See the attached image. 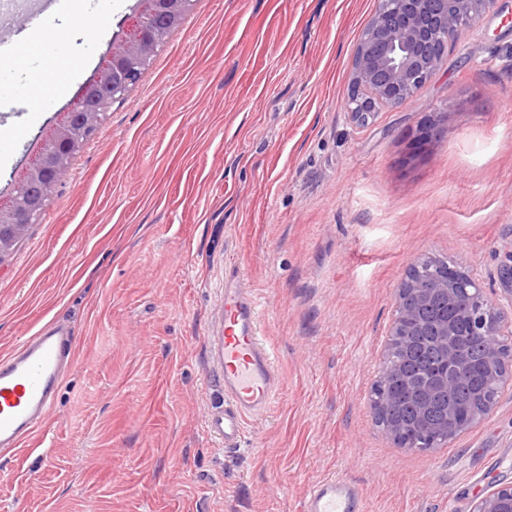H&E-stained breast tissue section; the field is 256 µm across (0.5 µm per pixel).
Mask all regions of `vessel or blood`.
Listing matches in <instances>:
<instances>
[{
  "mask_svg": "<svg viewBox=\"0 0 512 512\" xmlns=\"http://www.w3.org/2000/svg\"><path fill=\"white\" fill-rule=\"evenodd\" d=\"M62 0H34L24 26L39 30L48 13L60 10ZM70 337L58 329L29 337L0 359V450L22 447L49 408L60 383L64 346ZM217 356L224 376V410L212 415L210 429L225 446H237L247 418L265 413L279 389L273 353L261 335L260 305L238 271L224 280L223 334ZM358 488L333 477L313 483L304 512H362Z\"/></svg>",
  "mask_w": 512,
  "mask_h": 512,
  "instance_id": "1",
  "label": "vessel or blood"
}]
</instances>
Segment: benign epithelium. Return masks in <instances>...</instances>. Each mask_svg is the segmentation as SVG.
Masks as SVG:
<instances>
[{"label":"benign epithelium","instance_id":"1","mask_svg":"<svg viewBox=\"0 0 512 512\" xmlns=\"http://www.w3.org/2000/svg\"><path fill=\"white\" fill-rule=\"evenodd\" d=\"M196 0H135L120 22L121 34L98 66L97 76L58 114L9 196L0 198V265L11 257L28 227L38 223L46 202L73 157L97 130L112 103L125 98L152 56L178 27ZM497 0H377L353 59L347 102L352 118L365 123L380 106L411 97L443 65L440 45L478 22ZM469 306L468 329L479 338L483 385L473 405L454 400L470 365L460 354L454 312ZM429 351L436 364L427 375L412 359ZM512 381V322L500 299L488 295L465 270L422 260L398 289L379 372L371 389L377 426L402 448L429 450L448 444L485 419L500 389ZM472 512H512V484L478 498Z\"/></svg>","mask_w":512,"mask_h":512}]
</instances>
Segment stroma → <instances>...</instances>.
<instances>
[{"label":"stroma","mask_w":512,"mask_h":512,"mask_svg":"<svg viewBox=\"0 0 512 512\" xmlns=\"http://www.w3.org/2000/svg\"><path fill=\"white\" fill-rule=\"evenodd\" d=\"M134 0H67L0 68V193ZM376 0H197L0 266V356L54 322L70 363L0 512H302L317 480L365 512H470L512 482V384L447 445L399 447L369 402L398 290L444 258L487 290L512 262V0L367 125L346 105ZM80 63L63 97L48 65ZM261 304L282 379L228 448L215 347L224 271Z\"/></svg>","instance_id":"stroma-1"}]
</instances>
